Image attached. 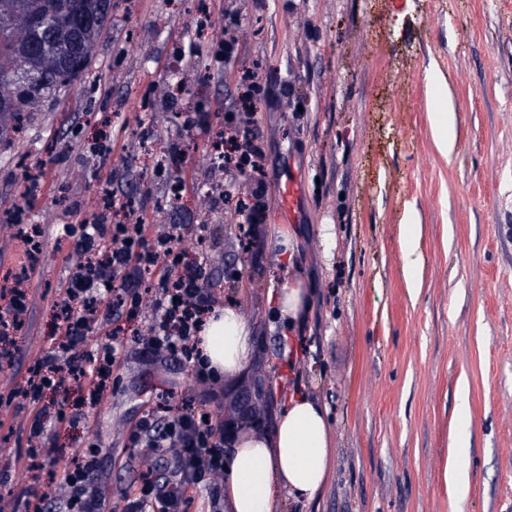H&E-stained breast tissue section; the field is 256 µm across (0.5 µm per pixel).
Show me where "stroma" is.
<instances>
[{
    "mask_svg": "<svg viewBox=\"0 0 512 512\" xmlns=\"http://www.w3.org/2000/svg\"><path fill=\"white\" fill-rule=\"evenodd\" d=\"M210 2L203 40L191 0H112L85 78L28 114L21 132L13 119L0 122V275L23 252L7 222L15 206L27 204L28 223L46 228L15 386L55 342L53 302L69 273L62 226L96 211L106 178L117 194H144L150 208L178 183L164 223L201 222L203 141L182 134L184 114L199 105L222 123L235 72L257 60L268 89L256 104L267 181L296 176L304 188L292 230L312 309L303 349L287 356L272 304L289 277L287 256L268 242L257 263L228 254L254 352L224 395L269 379V433L300 386L327 407L332 447L321 496L307 505L284 498L273 512H512V0ZM230 8L240 13L242 51L222 61L212 50ZM447 109L454 145L445 152L430 115ZM178 135L186 161L163 171L159 149ZM23 168L42 174L30 199ZM411 215L421 257L412 289L402 247ZM170 387L190 395V367L134 378L92 410L99 457L122 451L117 420L138 417ZM462 391L472 419L465 448L456 445ZM31 411L21 396L0 407V437L13 450L0 457L12 473L0 498L21 488ZM449 467L471 475L464 499L448 495Z\"/></svg>",
    "mask_w": 512,
    "mask_h": 512,
    "instance_id": "1",
    "label": "stroma"
}]
</instances>
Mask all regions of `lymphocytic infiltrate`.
<instances>
[{"instance_id":"1","label":"lymphocytic infiltrate","mask_w":512,"mask_h":512,"mask_svg":"<svg viewBox=\"0 0 512 512\" xmlns=\"http://www.w3.org/2000/svg\"><path fill=\"white\" fill-rule=\"evenodd\" d=\"M243 94L225 107L224 123L212 128L207 113L193 112L185 129L203 137L205 180L223 184L222 197L205 196L204 206L223 203L236 217L225 235L233 250L259 257L266 219L267 153L252 99L265 91L257 70L237 79ZM196 224H154L141 200L116 198L102 182L93 221L63 227L72 247L70 272L55 312L57 344L28 370L16 391L0 384V406L16 395L34 409L25 422L27 485L0 512H106L118 498L121 512H224V459L229 436L243 421L259 423L255 407L225 414L224 380L211 369L198 343L207 318L232 300L239 281L222 252L199 250ZM43 225L24 236L26 249L14 270V288L0 291V361L12 360L15 338L28 319L27 283L41 249ZM182 362L191 366L193 395L171 408L174 390L150 398L137 421H119L137 479L116 491L101 478L97 444L72 449V467L57 476L58 450L52 428L65 420L87 419L108 392L117 391L132 364L144 369Z\"/></svg>"}]
</instances>
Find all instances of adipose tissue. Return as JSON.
<instances>
[{
  "label": "adipose tissue",
  "instance_id": "adipose-tissue-1",
  "mask_svg": "<svg viewBox=\"0 0 512 512\" xmlns=\"http://www.w3.org/2000/svg\"><path fill=\"white\" fill-rule=\"evenodd\" d=\"M310 305L302 276L286 280L278 291L275 316L295 328ZM200 346L221 376L234 379L248 365L251 329L234 307L213 313L200 333ZM224 465V512H272L281 498L312 502L331 467L328 411L303 391L292 393L273 434L236 436Z\"/></svg>",
  "mask_w": 512,
  "mask_h": 512
}]
</instances>
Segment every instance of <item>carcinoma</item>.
Instances as JSON below:
<instances>
[{"label": "carcinoma", "instance_id": "obj_1", "mask_svg": "<svg viewBox=\"0 0 512 512\" xmlns=\"http://www.w3.org/2000/svg\"><path fill=\"white\" fill-rule=\"evenodd\" d=\"M112 0H0V117L37 112L88 68L106 30ZM36 28L26 37L22 27Z\"/></svg>", "mask_w": 512, "mask_h": 512}]
</instances>
